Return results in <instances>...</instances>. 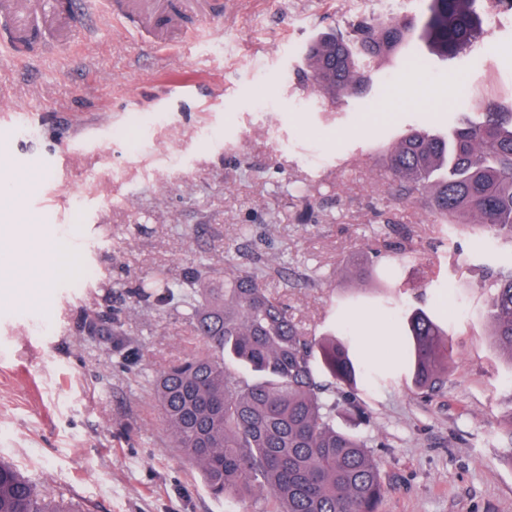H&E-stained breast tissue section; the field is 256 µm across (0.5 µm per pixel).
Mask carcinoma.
I'll use <instances>...</instances> for the list:
<instances>
[{
	"mask_svg": "<svg viewBox=\"0 0 512 512\" xmlns=\"http://www.w3.org/2000/svg\"><path fill=\"white\" fill-rule=\"evenodd\" d=\"M484 0H427L423 15L364 17L347 33L324 32L303 55L302 75L323 94L350 96L370 78L367 65L418 39L430 55L455 58L482 41ZM386 179L394 198L429 213L432 224H456L512 242V111L491 104L467 114L443 140L410 136L393 143ZM264 271H239L222 288H198L154 277L138 294L189 311L199 354L157 377L154 397L176 447L200 468L210 494L266 496V512H380L385 483L361 437L331 421L336 404L317 375L355 390L374 378L353 336L331 332L312 340L288 305L263 282ZM490 335L512 359V268L490 281ZM399 369L422 392L448 373V331L433 312L405 308L393 317ZM0 512H81L62 495L43 493L0 459Z\"/></svg>",
	"mask_w": 512,
	"mask_h": 512,
	"instance_id": "1",
	"label": "carcinoma"
}]
</instances>
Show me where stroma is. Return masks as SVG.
Instances as JSON below:
<instances>
[{
  "label": "stroma",
  "mask_w": 512,
  "mask_h": 512,
  "mask_svg": "<svg viewBox=\"0 0 512 512\" xmlns=\"http://www.w3.org/2000/svg\"><path fill=\"white\" fill-rule=\"evenodd\" d=\"M421 0H229L223 20L178 51L154 48L107 16L97 31L33 63L0 53V123L19 159L63 157L66 194L38 168L0 167V222L60 227L74 283L54 287L50 245L17 251L0 237V458L85 512H265L262 496L212 497L160 418L153 381L201 351L187 309L139 297L145 279L203 283L264 268L310 337L343 316L366 361L396 349L376 309L396 269L406 300L452 309L448 383L404 378L362 390V415L336 422L362 436L386 483L381 512H512V363L489 334V269L512 244L481 241L423 211L392 205L384 184L393 129L445 125L462 96L478 114L512 109V11L493 8L482 48L412 72H372L367 97L325 98L301 80L319 32L363 16L393 20ZM393 210L396 221L380 214ZM98 317L94 334L86 317Z\"/></svg>",
  "instance_id": "1"
}]
</instances>
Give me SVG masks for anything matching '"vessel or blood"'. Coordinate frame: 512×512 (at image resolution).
Wrapping results in <instances>:
<instances>
[{
  "label": "vessel or blood",
  "mask_w": 512,
  "mask_h": 512,
  "mask_svg": "<svg viewBox=\"0 0 512 512\" xmlns=\"http://www.w3.org/2000/svg\"><path fill=\"white\" fill-rule=\"evenodd\" d=\"M102 10L132 33H154V46L167 48L175 44L173 31L191 36L180 28L183 13L219 20L224 0H0V49L20 61L46 57L75 34L90 33Z\"/></svg>",
  "instance_id": "1"
}]
</instances>
